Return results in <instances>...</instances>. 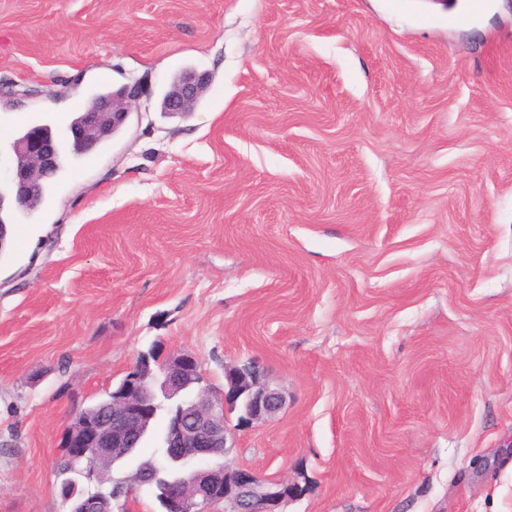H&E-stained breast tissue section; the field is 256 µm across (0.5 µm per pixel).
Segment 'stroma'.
<instances>
[{"label":"stroma","instance_id":"35a3bbf8","mask_svg":"<svg viewBox=\"0 0 512 512\" xmlns=\"http://www.w3.org/2000/svg\"><path fill=\"white\" fill-rule=\"evenodd\" d=\"M133 84L0 253V512L153 347L265 366L287 512H512V0H0V151ZM208 81L205 74L194 71L183 73L164 95L163 111L172 115L193 112Z\"/></svg>","mask_w":512,"mask_h":512}]
</instances>
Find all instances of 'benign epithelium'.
I'll return each mask as SVG.
<instances>
[{"label": "benign epithelium", "mask_w": 512, "mask_h": 512, "mask_svg": "<svg viewBox=\"0 0 512 512\" xmlns=\"http://www.w3.org/2000/svg\"><path fill=\"white\" fill-rule=\"evenodd\" d=\"M208 84L204 74L183 73L166 92L163 111L167 114L191 112ZM139 98V86H123L108 96L98 97L66 128L61 143L48 124L33 123L11 143V166L0 207L17 211L31 208L40 186L54 176L63 146L74 156L90 154L109 133L121 128ZM201 374L196 358L189 352H172L161 362L160 372L139 365L106 407L71 415L64 434L75 472L88 482L101 485L108 480L112 458L130 450V444L147 433L164 398L175 402L160 440L166 463H205L224 449L229 457L235 448V434L229 428L225 409L239 410L238 427H251L275 416L285 405V395L270 385L264 368L254 361L225 366L224 389H198ZM158 467L136 471L134 483L154 484L164 512H191L189 502L208 500V491L224 487V512H286L303 487L296 480L266 476L251 467L225 462L218 469L193 468L188 479L157 484ZM61 497L74 512H132L127 491L84 490L75 481L61 486Z\"/></svg>", "instance_id": "benign-epithelium-1"}]
</instances>
